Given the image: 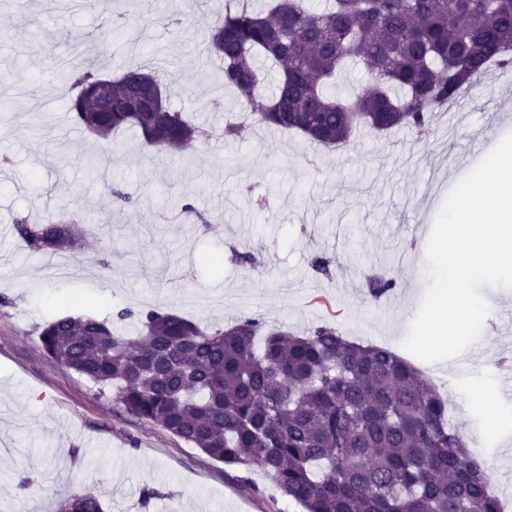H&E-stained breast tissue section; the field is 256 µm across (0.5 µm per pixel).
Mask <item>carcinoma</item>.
Masks as SVG:
<instances>
[{"label":"carcinoma","mask_w":512,"mask_h":512,"mask_svg":"<svg viewBox=\"0 0 512 512\" xmlns=\"http://www.w3.org/2000/svg\"><path fill=\"white\" fill-rule=\"evenodd\" d=\"M208 51L221 63L215 78L248 104L242 121L340 148L359 126L424 133L490 66L512 67V0H328L323 9L271 0L259 11L237 0L211 28ZM259 57L278 68L266 99ZM349 65L362 67L367 82L343 102L328 88ZM105 68L86 46L63 73L72 122L104 146L124 128L165 154L238 133V122L216 131L167 105L135 115L132 81L167 92L149 70L113 78L112 111L90 112ZM65 223L12 221L30 254L70 247ZM395 286L382 275L366 278L375 297ZM132 318L135 337L66 315L46 324L39 341L51 362L113 398L126 421L154 424L227 466L260 468L303 512H451L459 504L501 512L489 475L448 423V402L391 349L352 341L329 324L299 335L266 331L249 317L203 329L169 311L117 313ZM57 512L104 507L87 492L60 501Z\"/></svg>","instance_id":"obj_1"}]
</instances>
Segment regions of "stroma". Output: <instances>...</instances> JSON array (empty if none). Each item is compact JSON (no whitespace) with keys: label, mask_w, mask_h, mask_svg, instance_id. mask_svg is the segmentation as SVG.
<instances>
[{"label":"stroma","mask_w":512,"mask_h":512,"mask_svg":"<svg viewBox=\"0 0 512 512\" xmlns=\"http://www.w3.org/2000/svg\"><path fill=\"white\" fill-rule=\"evenodd\" d=\"M228 0H168L179 30L128 14L105 27L91 0H0V512H55L91 491L105 512H302L260 469L238 470L150 423L121 420L91 382L50 363L39 332L56 317L114 318L162 309L203 326L240 317L296 333L328 323L361 344L403 353L428 285L427 236L449 191L512 134V69H491L430 133L360 127L350 150L249 122L229 141L191 147V165L160 156L122 129L112 148L66 116L62 72L87 33L105 34L111 70L151 67L171 75L169 106L217 127L238 115L236 95L201 79L205 35ZM101 152L99 175L85 158ZM129 184L134 202L113 205L110 187ZM192 202L206 223H187ZM65 211L98 226L59 252L30 255L14 218ZM250 263H242V254ZM219 255L220 269L207 259ZM335 262L332 278L310 262ZM397 282L371 297L370 271ZM492 305L479 337L459 356L419 362L448 399V421L479 449L497 496L512 500V363L492 368L489 351L512 354V288L488 286ZM495 393L484 403L480 391Z\"/></svg>","instance_id":"35a3bbf8"}]
</instances>
